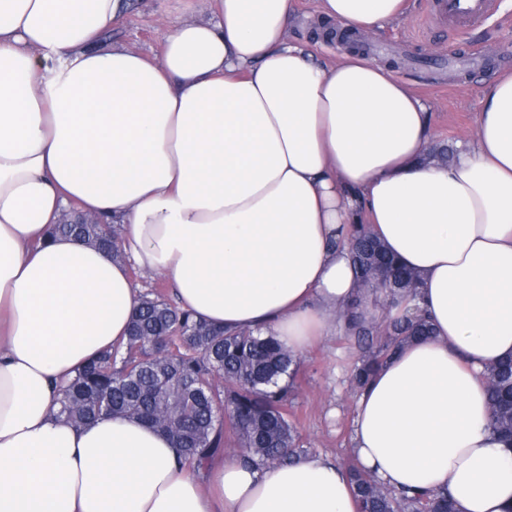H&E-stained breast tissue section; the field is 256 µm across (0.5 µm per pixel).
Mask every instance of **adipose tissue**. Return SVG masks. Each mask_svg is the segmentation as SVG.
<instances>
[{"label":"adipose tissue","instance_id":"adipose-tissue-1","mask_svg":"<svg viewBox=\"0 0 512 512\" xmlns=\"http://www.w3.org/2000/svg\"><path fill=\"white\" fill-rule=\"evenodd\" d=\"M160 58L102 34L125 0H0V512H358L324 454L195 472L137 419L75 424L60 385L127 334L130 267L181 309L273 332L299 353L343 331L361 293L348 224L420 279L434 325L359 396L353 452L386 487L512 512V451L483 373L512 356V73L471 142L429 162L431 115L390 69L333 66L290 40L292 0H211ZM405 0H319L356 32ZM122 227L131 264L50 235L70 203Z\"/></svg>","mask_w":512,"mask_h":512}]
</instances>
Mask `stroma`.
<instances>
[{"label": "stroma", "mask_w": 512, "mask_h": 512, "mask_svg": "<svg viewBox=\"0 0 512 512\" xmlns=\"http://www.w3.org/2000/svg\"><path fill=\"white\" fill-rule=\"evenodd\" d=\"M302 25L293 32L325 64L345 51L328 41L318 0H293ZM484 23L464 29L429 20L431 0H406L403 18L374 31L370 60L392 64L393 75L427 104L432 144L456 146L472 140L482 103L496 74L512 71V0H499ZM210 0H127L125 14L103 37L104 45L124 44L160 57L163 36L175 19L208 17ZM474 55L475 65L447 62L451 48ZM357 349L347 336H331L300 355V372L288 411L297 438L312 454H327L344 464L354 458L353 421L357 396L349 377Z\"/></svg>", "instance_id": "obj_1"}]
</instances>
